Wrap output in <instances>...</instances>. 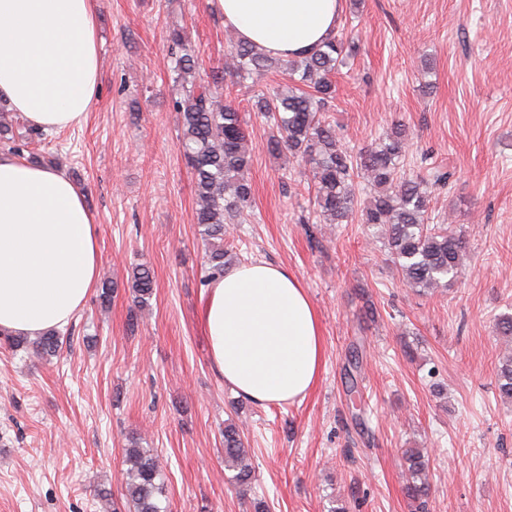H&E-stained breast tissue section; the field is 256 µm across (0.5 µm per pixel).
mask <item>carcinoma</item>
<instances>
[{
	"label": "carcinoma",
	"instance_id": "1",
	"mask_svg": "<svg viewBox=\"0 0 512 512\" xmlns=\"http://www.w3.org/2000/svg\"><path fill=\"white\" fill-rule=\"evenodd\" d=\"M169 54L174 82L180 87L173 101L178 113L184 157L194 176L195 218L201 239L207 244L204 279L224 274L234 256L224 246V225L245 221L252 206V186L247 177L254 146L248 138L246 113L223 98L219 86L231 77L236 82L275 71L289 83L261 92L253 98L252 111L269 121L274 133L266 147L273 155L287 153L309 166L313 209L323 224H346L356 210L362 223L384 231V247L412 290L433 294L458 278L467 256V244L450 224L431 223V191L446 183L438 170L406 174L409 140L403 125L394 126L375 145L356 152L341 144L329 105L336 94V74L356 45L344 33L312 53L293 59L272 57L254 46L237 42L224 68L205 79L196 75L191 43L183 26L169 28ZM28 128L17 115L0 105V145L18 148L13 125ZM374 189V195L358 208L355 180ZM131 289L137 310L145 311L156 288L146 267L133 272ZM64 336L51 329L40 336L12 339L41 359L55 356ZM498 390L512 398V354L503 358ZM125 487L133 512H168L160 505L162 468L157 455L131 438L125 448ZM224 469L232 481L246 489L255 480L248 449L239 427L224 425ZM406 491L425 502L430 491L427 463L420 448L404 453Z\"/></svg>",
	"mask_w": 512,
	"mask_h": 512
}]
</instances>
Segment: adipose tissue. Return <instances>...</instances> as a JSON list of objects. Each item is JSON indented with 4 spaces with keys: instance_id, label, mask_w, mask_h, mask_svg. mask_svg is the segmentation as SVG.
<instances>
[{
    "instance_id": "1",
    "label": "adipose tissue",
    "mask_w": 512,
    "mask_h": 512,
    "mask_svg": "<svg viewBox=\"0 0 512 512\" xmlns=\"http://www.w3.org/2000/svg\"><path fill=\"white\" fill-rule=\"evenodd\" d=\"M236 37L272 55H307L336 34L342 0H208ZM102 80L96 0H0V103L33 127L86 123ZM98 225L62 172L0 152V330L66 325L99 274ZM214 370L248 400L304 399L324 364L318 312L287 268L231 267L202 314Z\"/></svg>"
}]
</instances>
